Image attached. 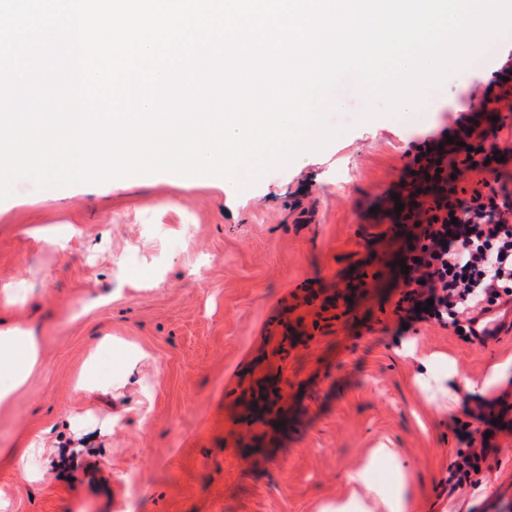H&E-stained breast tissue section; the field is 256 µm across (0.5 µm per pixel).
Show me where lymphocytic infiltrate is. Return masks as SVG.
Masks as SVG:
<instances>
[{
	"mask_svg": "<svg viewBox=\"0 0 512 512\" xmlns=\"http://www.w3.org/2000/svg\"><path fill=\"white\" fill-rule=\"evenodd\" d=\"M477 126L474 115L463 114L455 128L430 130L413 143L400 180L375 201L376 217L412 227L400 304L428 306L468 341L476 339L480 318L512 303V193L485 179L459 190L458 176L484 164L467 147L446 145ZM394 196L401 212L387 207Z\"/></svg>",
	"mask_w": 512,
	"mask_h": 512,
	"instance_id": "lymphocytic-infiltrate-1",
	"label": "lymphocytic infiltrate"
}]
</instances>
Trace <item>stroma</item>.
Wrapping results in <instances>:
<instances>
[{
	"label": "stroma",
	"instance_id": "35a3bbf8",
	"mask_svg": "<svg viewBox=\"0 0 512 512\" xmlns=\"http://www.w3.org/2000/svg\"><path fill=\"white\" fill-rule=\"evenodd\" d=\"M510 51L512 35L399 119L355 124L363 101L343 80L332 121L347 132L240 191L169 172L19 181L0 201V282L26 298L0 305V329H35L42 347L0 409V512H316L381 438L422 491L412 512H512V386L429 403L399 355L413 342L474 379L512 329L469 342L397 310L403 240L376 242L365 216L412 140L477 112ZM91 353L102 384L75 390ZM489 428L485 463L449 490L457 451ZM41 430L26 481L7 450Z\"/></svg>",
	"mask_w": 512,
	"mask_h": 512
}]
</instances>
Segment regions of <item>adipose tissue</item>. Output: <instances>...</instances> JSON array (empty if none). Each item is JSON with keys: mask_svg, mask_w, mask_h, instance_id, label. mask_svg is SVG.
Segmentation results:
<instances>
[{"mask_svg": "<svg viewBox=\"0 0 512 512\" xmlns=\"http://www.w3.org/2000/svg\"><path fill=\"white\" fill-rule=\"evenodd\" d=\"M40 343L33 330L13 327L0 330V405L8 403L22 386L40 358ZM420 372L414 376L423 391L447 395L461 401L466 394H487L512 380V352L500 355L479 380L458 375L449 369L446 377L434 374L433 360L420 358ZM387 468L389 479L375 478L380 468ZM416 496L407 473L401 466L397 449L378 441L367 449L360 461L346 474L344 492L336 500L322 503L318 512H410Z\"/></svg>", "mask_w": 512, "mask_h": 512, "instance_id": "obj_1", "label": "adipose tissue"}]
</instances>
